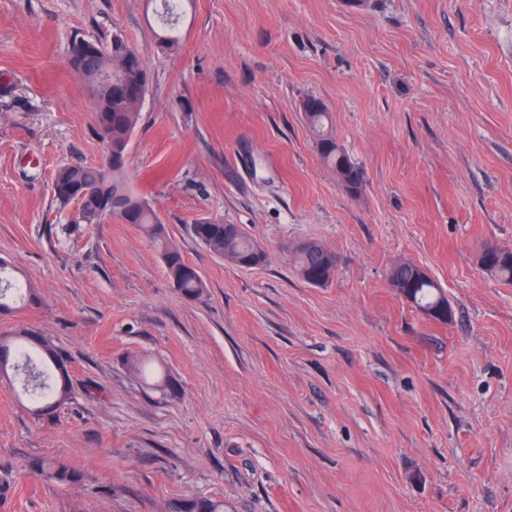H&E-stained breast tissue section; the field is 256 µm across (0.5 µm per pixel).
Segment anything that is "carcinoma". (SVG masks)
Returning <instances> with one entry per match:
<instances>
[{
	"label": "carcinoma",
	"mask_w": 512,
	"mask_h": 512,
	"mask_svg": "<svg viewBox=\"0 0 512 512\" xmlns=\"http://www.w3.org/2000/svg\"><path fill=\"white\" fill-rule=\"evenodd\" d=\"M157 43L164 52H178L180 31L175 22H168L167 28L157 35ZM98 46L105 52L90 59L73 53L68 58V65L81 77L95 105L98 134L104 147L112 148V153L122 157L126 155L138 125L150 74L141 56L131 53V44L122 35L116 34ZM302 109L315 134L316 148L324 164L342 174L341 186L345 191L354 195L359 193L362 189L361 170L333 135L327 107L317 98H308ZM72 185L88 190L89 195L84 197L86 213L96 214L101 202L105 201L116 209V218L137 226L153 239L160 248L170 280L185 298L200 300L205 296L206 283L199 271L184 260L150 202L129 185L126 164L59 167L53 175L51 190L54 200L63 208L71 203V196L65 188ZM190 232L211 252L236 266L252 268L265 259L263 248L237 224H224L203 217L190 225ZM476 260L488 276L512 284L511 251L486 243L479 248ZM291 264L303 282L323 286L335 275L338 259L335 252L321 243L308 240L293 248ZM388 279L391 287L424 316L442 323L452 319L446 293L419 265L408 260L399 261L390 268ZM11 302L36 306L39 297L28 285L18 286L8 263L0 259V311L10 309ZM18 359L22 360L32 414L39 417L52 413L69 399V375L58 367L62 355L49 339L28 329L13 336L1 335L0 375L14 370ZM132 368L142 379L155 378L157 384L168 386V380L158 377V372L149 362L137 360L132 363ZM29 469L62 484H75L82 480L81 472L42 458L32 459ZM177 512H224V502L198 500L182 505Z\"/></svg>",
	"instance_id": "1"
}]
</instances>
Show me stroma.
Returning a JSON list of instances; mask_svg holds the SVG:
<instances>
[{
  "label": "stroma",
  "instance_id": "35a3bbf8",
  "mask_svg": "<svg viewBox=\"0 0 512 512\" xmlns=\"http://www.w3.org/2000/svg\"><path fill=\"white\" fill-rule=\"evenodd\" d=\"M161 9L0 0V258L41 298L0 334L53 340L71 385L38 418L0 379V512H512V285L475 261L512 250V0H184L173 55ZM116 34L150 73L130 182L206 282L197 301L135 225L70 223L52 196L55 169L104 158L69 42ZM310 97L360 193L321 160ZM201 217L265 262L210 252ZM306 239L338 256L328 285L293 272ZM399 260L443 288L451 322L390 287ZM302 109L308 125L315 134L317 151L326 166L343 176L341 186L350 194H358L362 189V174L347 151L333 135L330 112L317 98H307ZM190 232L211 252L236 266L252 268L265 259L263 248L239 225L203 217L190 225ZM28 465L34 474L45 475L62 484H75L82 480V474L78 470L42 458H34Z\"/></svg>",
  "mask_w": 512,
  "mask_h": 512
}]
</instances>
